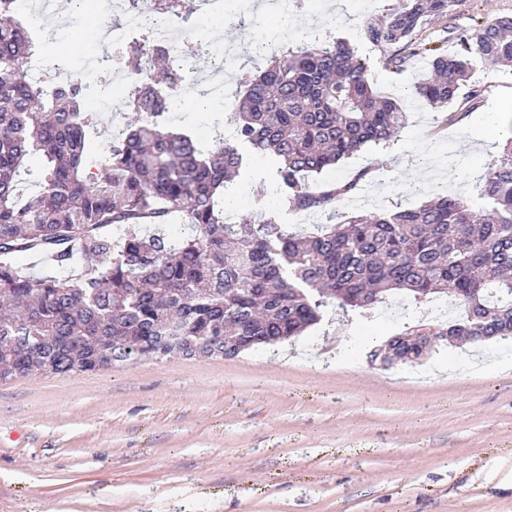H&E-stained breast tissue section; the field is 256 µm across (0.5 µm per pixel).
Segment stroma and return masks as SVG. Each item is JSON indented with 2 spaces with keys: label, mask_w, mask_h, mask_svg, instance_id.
<instances>
[{
  "label": "stroma",
  "mask_w": 512,
  "mask_h": 512,
  "mask_svg": "<svg viewBox=\"0 0 512 512\" xmlns=\"http://www.w3.org/2000/svg\"><path fill=\"white\" fill-rule=\"evenodd\" d=\"M184 0L192 42L222 28L239 66L224 87L270 54L250 32L260 0H229L216 21ZM403 0H304L276 37L278 47L343 35L379 91L407 109L390 144L369 147L311 177V185L360 178L334 213L280 206L269 164L246 156L224 208L233 222L273 219L313 231L366 213L418 206L448 194L476 200V176L502 150L484 123L489 93L512 88V73L476 68L479 106L455 125L447 110L423 108L414 85L428 63L396 74L360 31ZM512 0H457L422 37L453 49L455 35L498 15ZM87 0H59L47 29H66L68 64L111 54L92 39ZM136 114L118 91L100 113L92 151ZM453 298L416 300L400 291L368 310L328 307L302 335L234 358L179 354L111 369L0 380V512H512V343L437 342L417 363L383 366L373 348L420 324L463 318Z\"/></svg>",
  "instance_id": "obj_1"
}]
</instances>
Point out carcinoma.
<instances>
[{
	"label": "carcinoma",
	"mask_w": 512,
	"mask_h": 512,
	"mask_svg": "<svg viewBox=\"0 0 512 512\" xmlns=\"http://www.w3.org/2000/svg\"><path fill=\"white\" fill-rule=\"evenodd\" d=\"M456 0H404L374 17L364 35L400 72L407 57L429 58L416 83L423 106L456 103L477 66L512 68V15L486 20L448 51L418 41L428 21ZM0 0V379L110 369L168 336L165 353L221 337L248 350L300 336L335 302L369 309L396 290L429 299L449 293L465 317L436 328L456 341L512 340V138L479 176L475 207L457 195L416 208L354 214L308 236L272 221L224 222L225 183L243 164L238 145L275 157L277 190L295 211L332 210L362 176L314 188L306 178L362 147L388 143L404 107L374 88L368 65L344 38L302 45L272 58L226 115L234 141L219 135L204 154L166 129L179 69L165 51L136 44L146 59L131 73L137 124L112 135L95 160L79 79L35 81L38 44ZM470 87V86H468ZM482 89L470 87L472 108ZM40 159L30 169V158ZM173 214L195 235L174 243L146 230ZM54 257L60 276H38L21 254Z\"/></svg>",
	"instance_id": "1"
}]
</instances>
